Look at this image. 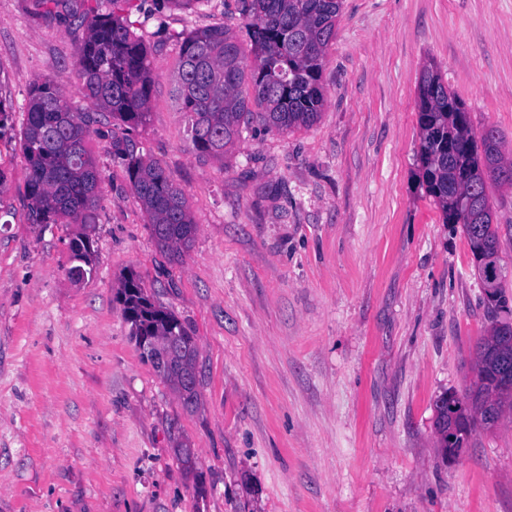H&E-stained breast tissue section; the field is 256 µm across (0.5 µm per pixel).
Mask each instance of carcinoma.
Instances as JSON below:
<instances>
[{
	"mask_svg": "<svg viewBox=\"0 0 512 512\" xmlns=\"http://www.w3.org/2000/svg\"><path fill=\"white\" fill-rule=\"evenodd\" d=\"M252 45L246 62L242 44L222 25L183 36L175 97L188 117V139L201 153L224 156L254 122L269 129L292 131L312 126L326 98L321 84L323 60L335 36L342 0H237ZM133 0H112L106 15L71 13L73 24L86 29L76 63L81 91L90 104L117 125H143L149 114L152 68L146 45L131 30L126 13ZM20 147L28 164V217L37 226L79 224L72 239L74 265L70 278L93 274L92 243L87 234L96 210L102 172L87 140L98 123L93 112L72 109L64 80L32 83ZM421 185L437 204L444 224H460L491 309H509L501 281L490 279L497 265L498 225L487 193L488 183L512 184V162H504L503 139L494 128L476 133L468 112L448 90L434 65L423 70L418 85ZM112 156L121 161L134 193L149 218L160 250L180 257L197 228L183 191L156 161L137 152L128 134L112 136ZM124 309L136 344L145 337L153 347L141 349L157 373L171 383L185 407L197 403V347L172 313L155 307L142 281L128 275L123 284ZM500 350L512 360V323L497 322L476 346V377L464 396L448 405L436 403V425L448 450V413L455 411L472 434L477 424L496 426L512 395L499 390L498 365L484 358V349Z\"/></svg>",
	"mask_w": 512,
	"mask_h": 512,
	"instance_id": "1",
	"label": "carcinoma"
}]
</instances>
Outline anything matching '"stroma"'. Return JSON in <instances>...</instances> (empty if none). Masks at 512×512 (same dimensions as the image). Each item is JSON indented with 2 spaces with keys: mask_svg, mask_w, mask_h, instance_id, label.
I'll return each mask as SVG.
<instances>
[{
  "mask_svg": "<svg viewBox=\"0 0 512 512\" xmlns=\"http://www.w3.org/2000/svg\"><path fill=\"white\" fill-rule=\"evenodd\" d=\"M130 20L153 64L131 136L197 231L182 259L160 251L111 122L94 125L95 272L75 282L78 227L30 224L19 138L34 79L62 77L89 111L82 32L65 9L0 0V512H512V411L458 458L440 447L435 403L464 394L490 322L417 155L433 64L512 160V0H342L319 120L253 127L220 160L189 145L174 79L182 34L245 37L236 0H137ZM488 194L512 298V185ZM131 272L195 338L193 408L130 334Z\"/></svg>",
  "mask_w": 512,
  "mask_h": 512,
  "instance_id": "35a3bbf8",
  "label": "stroma"
}]
</instances>
